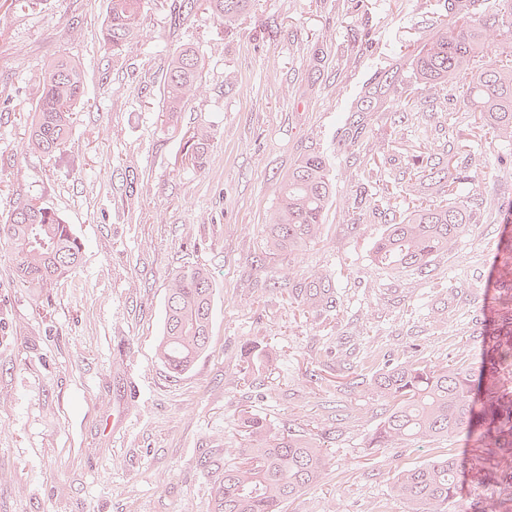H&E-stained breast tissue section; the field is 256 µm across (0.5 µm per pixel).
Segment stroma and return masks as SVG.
I'll list each match as a JSON object with an SVG mask.
<instances>
[{"label":"stroma","instance_id":"35a3bbf8","mask_svg":"<svg viewBox=\"0 0 512 512\" xmlns=\"http://www.w3.org/2000/svg\"><path fill=\"white\" fill-rule=\"evenodd\" d=\"M107 5L0 11V224L34 199L82 247L76 271L44 290L12 282L0 249V512H212L215 475L200 463L240 447L244 405L309 430L334 459L284 512H405L389 484L435 451L371 447L385 404L370 376L416 355L478 361L495 256L512 233V213L485 209L512 202V143L473 129L457 92L413 74L410 54L445 22L443 0H252L231 30L205 0H147L120 62L102 39ZM187 45L203 78L173 118L168 58ZM58 55L81 65L88 101L54 158L29 148L28 129L42 69ZM202 122L214 133L207 163L182 168L184 132ZM429 142L460 175L473 226L430 275L375 268L380 212L417 204L408 182ZM310 153L324 157L336 193L319 243L291 262L269 253L265 221L282 178ZM187 263L214 277L212 332L207 356L175 378L156 348L168 280ZM318 270L337 292L322 315L289 298ZM253 342L259 376L246 384L238 369ZM443 450L459 463L448 512H476L488 490L471 480L473 441L462 432Z\"/></svg>","mask_w":512,"mask_h":512}]
</instances>
